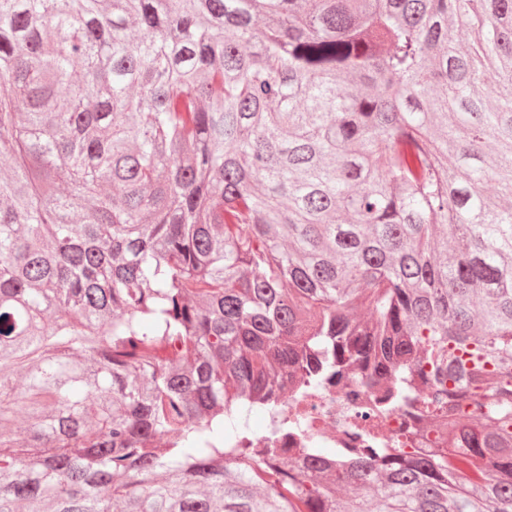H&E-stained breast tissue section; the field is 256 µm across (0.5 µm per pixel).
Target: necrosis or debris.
Wrapping results in <instances>:
<instances>
[{
	"instance_id": "necrosis-or-debris-1",
	"label": "necrosis or debris",
	"mask_w": 512,
	"mask_h": 512,
	"mask_svg": "<svg viewBox=\"0 0 512 512\" xmlns=\"http://www.w3.org/2000/svg\"><path fill=\"white\" fill-rule=\"evenodd\" d=\"M260 431L224 428L228 448H280L281 459L265 462L262 484L285 486L287 474L312 465L334 470L337 461L355 451L378 454L383 448H430L435 433L419 434V418L405 410L383 411L378 394L359 378L341 384L289 386L273 405L259 404Z\"/></svg>"
}]
</instances>
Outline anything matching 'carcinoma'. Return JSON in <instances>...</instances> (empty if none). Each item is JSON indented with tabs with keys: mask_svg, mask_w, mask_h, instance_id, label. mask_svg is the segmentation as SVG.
<instances>
[{
	"mask_svg": "<svg viewBox=\"0 0 512 512\" xmlns=\"http://www.w3.org/2000/svg\"><path fill=\"white\" fill-rule=\"evenodd\" d=\"M0 78V512H294L224 409L349 372L448 447L307 512H512V0H0Z\"/></svg>",
	"mask_w": 512,
	"mask_h": 512,
	"instance_id": "carcinoma-1",
	"label": "carcinoma"
}]
</instances>
